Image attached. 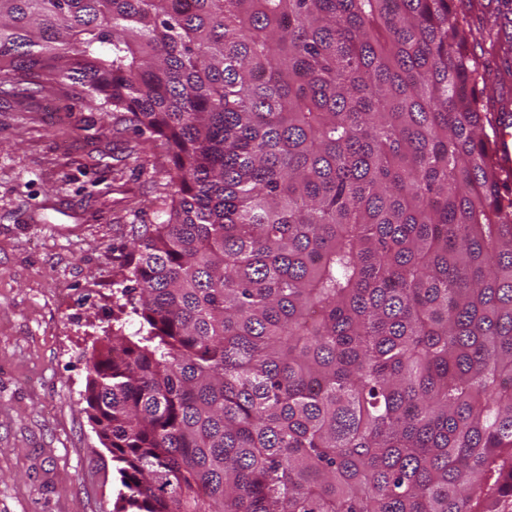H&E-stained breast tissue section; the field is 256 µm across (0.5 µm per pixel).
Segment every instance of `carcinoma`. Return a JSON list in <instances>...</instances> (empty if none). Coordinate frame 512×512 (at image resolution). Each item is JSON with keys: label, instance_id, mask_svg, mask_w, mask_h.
Instances as JSON below:
<instances>
[{"label": "carcinoma", "instance_id": "cac0c4a2", "mask_svg": "<svg viewBox=\"0 0 512 512\" xmlns=\"http://www.w3.org/2000/svg\"><path fill=\"white\" fill-rule=\"evenodd\" d=\"M455 0H0V81L158 137L83 400L114 512H505L512 185Z\"/></svg>", "mask_w": 512, "mask_h": 512}]
</instances>
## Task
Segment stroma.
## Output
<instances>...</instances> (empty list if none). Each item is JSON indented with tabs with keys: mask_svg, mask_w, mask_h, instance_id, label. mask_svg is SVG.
I'll list each match as a JSON object with an SVG mask.
<instances>
[{
	"mask_svg": "<svg viewBox=\"0 0 512 512\" xmlns=\"http://www.w3.org/2000/svg\"><path fill=\"white\" fill-rule=\"evenodd\" d=\"M512 112V0L462 12ZM70 81L0 83V512H113L111 453L84 411L134 233L165 220L160 141L89 109Z\"/></svg>",
	"mask_w": 512,
	"mask_h": 512,
	"instance_id": "obj_1",
	"label": "stroma"
}]
</instances>
